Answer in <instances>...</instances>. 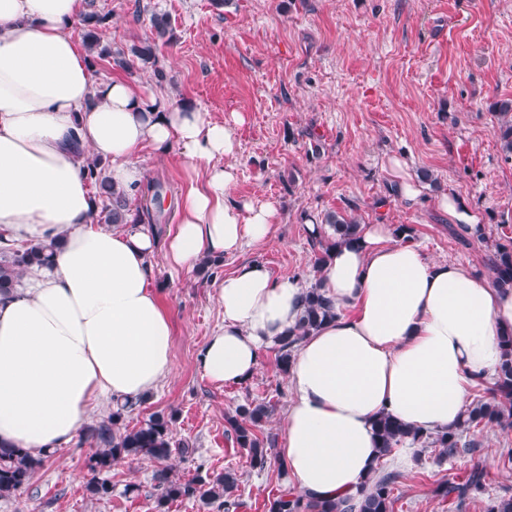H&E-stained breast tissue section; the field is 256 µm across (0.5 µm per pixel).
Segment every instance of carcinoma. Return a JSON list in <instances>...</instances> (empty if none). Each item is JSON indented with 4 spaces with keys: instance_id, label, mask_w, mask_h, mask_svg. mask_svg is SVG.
Wrapping results in <instances>:
<instances>
[{
    "instance_id": "1",
    "label": "carcinoma",
    "mask_w": 512,
    "mask_h": 512,
    "mask_svg": "<svg viewBox=\"0 0 512 512\" xmlns=\"http://www.w3.org/2000/svg\"><path fill=\"white\" fill-rule=\"evenodd\" d=\"M108 17L95 11L84 14L82 19V39L90 51L91 68H96L97 60L110 58L121 68H130L138 61L144 65L155 63L153 45L144 42L133 45L128 50L112 49L101 42L99 30ZM498 116L497 136L503 149L512 153V100H500L492 105ZM105 163L92 159L85 167L86 179L96 189L98 196L108 202L104 215L107 224H137L152 217L149 204L131 208L125 194L116 191L103 176ZM324 223L333 228L335 239L326 240L319 231L310 233V245L314 253L313 268H322L330 248L339 243L353 242L359 238L360 219L354 214L329 213ZM477 239L487 243L491 254L489 270L494 283L501 288H512V238L500 237L489 240L485 233ZM54 251L52 244H36L18 248L0 236V292L15 287L22 270L35 262L49 260ZM336 316L333 305L322 295L316 285L306 292L305 310L297 328L281 339L278 347V366L285 372L292 352L310 331L323 321ZM136 405L121 406L108 419L90 429L89 436L96 448L88 458V469L96 474L87 484V491L94 497L104 499L112 495V483L98 477L107 473L125 458L147 456L160 464L155 472L157 487L161 493L156 501V512H164L171 501L178 499H198L207 506H216L224 512H234L237 503L231 496L238 485L237 474L232 470L205 475L199 471L205 463L196 467L198 475L188 480L171 476L172 470L165 465L173 452L170 437L171 420L157 415L145 425L123 433L116 431L123 412L135 410ZM273 406L266 404H245L235 409L228 417L236 447L248 452L251 464L260 469L267 464V450L263 448L257 431L266 422ZM494 424L503 429L512 427V334L501 339V362L497 377L486 390V396L466 408L457 429L438 434L433 438L423 437L404 428L388 415L381 416L375 423L376 435L381 444L382 455H389L394 447L409 437L422 447L437 449L436 460L443 462L455 457L460 450L467 448L461 443V433L480 424ZM48 456H34L20 449L3 451L0 449V497H7L29 485ZM400 475L396 472H382L372 479L358 495L332 501H312L305 495L284 489L270 501L269 512H393L394 490ZM485 486V472L476 467L463 483L444 482L439 492L444 497L478 495Z\"/></svg>"
}]
</instances>
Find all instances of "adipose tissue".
<instances>
[{
  "label": "adipose tissue",
  "instance_id": "ef3b65f1",
  "mask_svg": "<svg viewBox=\"0 0 512 512\" xmlns=\"http://www.w3.org/2000/svg\"><path fill=\"white\" fill-rule=\"evenodd\" d=\"M84 11L85 0H0V236L57 245L0 294V445L33 455L71 443L95 407L138 402L168 378L156 257L190 271L265 241L280 219L274 202L231 200L228 122L160 89L93 78L73 34ZM147 151L185 162L174 230L160 238L144 224L94 223L87 160L110 163L113 186L134 197ZM317 286L336 316L288 365L279 456L289 485L324 501L357 495L375 475L381 415L424 435L456 428L475 376L497 373L512 289L428 258L390 224L333 248ZM305 294L303 281L257 261L224 276V323L201 352L204 377L248 381L299 323Z\"/></svg>",
  "mask_w": 512,
  "mask_h": 512
}]
</instances>
